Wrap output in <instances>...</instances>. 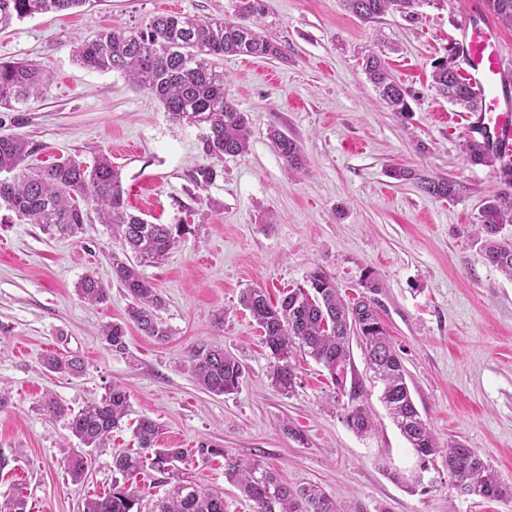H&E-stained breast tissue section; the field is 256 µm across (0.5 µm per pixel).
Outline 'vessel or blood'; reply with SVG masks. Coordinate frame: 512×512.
<instances>
[{"instance_id":"b4317fda","label":"vessel or blood","mask_w":512,"mask_h":512,"mask_svg":"<svg viewBox=\"0 0 512 512\" xmlns=\"http://www.w3.org/2000/svg\"><path fill=\"white\" fill-rule=\"evenodd\" d=\"M496 32L495 24L486 22L483 30L472 31L462 44L463 72L483 94L481 111L468 113L467 118L493 152L512 162V80L493 40Z\"/></svg>"}]
</instances>
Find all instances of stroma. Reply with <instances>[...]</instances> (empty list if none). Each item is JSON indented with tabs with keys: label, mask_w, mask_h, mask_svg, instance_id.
Segmentation results:
<instances>
[{
	"label": "stroma",
	"mask_w": 512,
	"mask_h": 512,
	"mask_svg": "<svg viewBox=\"0 0 512 512\" xmlns=\"http://www.w3.org/2000/svg\"><path fill=\"white\" fill-rule=\"evenodd\" d=\"M465 2L365 23L342 0H261V31L287 57H225L224 89L248 113L251 135L246 154L225 158L207 184L197 179L204 128L173 121L123 73L82 68L72 50L100 30L142 28L162 14L232 19L238 0H96L0 31V58L39 63L49 76L43 96L0 108V135L29 142V167L109 155L130 212L189 227L164 263L142 269L164 299L159 315L171 339L159 343L131 327L115 351L97 331L123 322L130 299L112 279L122 243L109 227L93 214L84 233L63 238L0 221V380L9 389L0 409V457L9 461L0 501L19 492L30 512H83L87 498L109 490L113 454L135 447L134 424L148 416L162 425V447L193 449L188 477L223 492L224 512H251L224 478L228 455L262 460L288 484L322 487L339 512H512V496L457 494L441 458L429 480L415 483L418 458L380 404L360 345L351 362L367 381L373 434L347 427L327 371L311 358L293 355V392L275 389L261 330L239 303L248 288L277 298L307 286L319 269L352 299L374 282L423 419L440 442L476 449L512 486V280L481 260L472 230L501 176L464 162L471 129L453 123L461 107L431 80L436 59L459 39ZM371 52L407 90V119L367 80L361 62ZM272 127L300 145L301 173L288 175L269 141ZM395 166L453 181L456 193L427 197L393 179ZM89 274L109 288L106 303L79 298ZM216 344L244 368L236 393L212 395L191 376L192 355ZM49 354L80 360L82 372H48L41 361ZM115 382L129 393L125 423L94 452L86 481L72 483L63 459L79 442L40 402L49 393L76 411ZM203 445L212 454L197 455Z\"/></svg>",
	"instance_id": "1"
}]
</instances>
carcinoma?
Listing matches in <instances>:
<instances>
[{
	"label": "carcinoma",
	"instance_id": "cac0c4a2",
	"mask_svg": "<svg viewBox=\"0 0 512 512\" xmlns=\"http://www.w3.org/2000/svg\"><path fill=\"white\" fill-rule=\"evenodd\" d=\"M353 15L372 22L388 13L414 15V8L432 0H343ZM92 5V0H0V30L35 14L59 13ZM487 6L503 24L512 26V0H487ZM258 0H239L238 20L201 19L190 15H161L140 31L110 29L94 39L74 46L72 53L83 68L97 72L124 73L134 87L150 93L176 122L202 126L206 134L202 153L209 165L198 175L208 183L224 157L247 152L250 127L224 91V57L247 55L286 58L283 46L255 29ZM364 71L383 101L398 117L409 112L407 93L393 79L385 61L376 53L364 57ZM437 94L475 112L480 91L462 72L450 69L448 57H441L432 72ZM44 68L29 61H0V107L19 104L47 88ZM272 147L289 173L304 167L298 143L281 130H269ZM465 160L472 165L500 164L502 186L485 201L475 234L483 241L481 259L512 278V239L499 237L503 227L512 224V166L492 155L486 144L470 139L462 145ZM29 143L17 137H0V210L15 214L28 224L63 237L84 232L85 211L81 203L95 205L101 223L126 245L124 256H112V277L124 288L132 302L128 323L141 333L165 342L172 330L158 317L164 304L156 285L140 271L146 265L161 264L188 225L151 224L129 212L120 172L111 159L101 154L92 167L66 159L34 171L27 167ZM397 180H414L430 198L448 199L455 184L445 178L417 174L407 168H391ZM80 297L91 304L108 299V289L93 276L78 286ZM263 331L264 344L274 364L269 373L271 385L283 393L293 391L294 369L289 358L299 350L321 364L333 385L350 376L344 422L353 432L365 436L375 430V422L364 398L365 384L348 374L351 342L364 350L373 378L382 384L380 402L394 425L426 466L442 455L448 464L451 485L457 493L482 499L502 498L512 489L501 482L495 471L472 448L450 441L439 444L434 432L421 417L407 383L406 369L394 349L381 320L375 299L362 296L346 302L334 277L322 270L310 275L309 287L291 289L273 303L265 290L248 288L240 296ZM127 323L102 326L100 335L109 347H126ZM48 371L76 376L80 362L59 356L46 357ZM191 373L211 394L221 396L239 389L243 367L221 345L210 346L192 356ZM43 412L67 420V426L83 448L71 452L64 468L71 481L86 480L92 453L103 447L112 431L122 427L129 410V393L114 384L98 402L74 412L56 398L45 394ZM139 450L112 456V486L102 495L89 498L84 512H224L223 494L176 483L166 497L147 506L138 494V476L150 469L164 474L178 462L190 458L184 448H159L160 424L139 419L133 429ZM224 478L236 485L252 503V512H338L336 498L315 485L291 486L259 459L242 461L224 456Z\"/></svg>",
	"mask_w": 512,
	"mask_h": 512
}]
</instances>
